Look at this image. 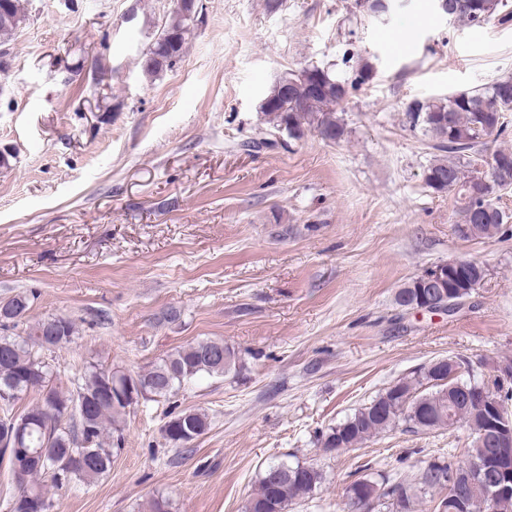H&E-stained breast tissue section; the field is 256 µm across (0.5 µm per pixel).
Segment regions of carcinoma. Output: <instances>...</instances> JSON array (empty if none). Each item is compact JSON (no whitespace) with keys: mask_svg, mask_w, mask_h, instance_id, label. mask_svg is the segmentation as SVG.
Returning <instances> with one entry per match:
<instances>
[{"mask_svg":"<svg viewBox=\"0 0 512 512\" xmlns=\"http://www.w3.org/2000/svg\"><path fill=\"white\" fill-rule=\"evenodd\" d=\"M456 18L471 26H479L495 17L512 18L506 0H450ZM28 0H0V47L11 45L27 17ZM202 10L192 4V14L172 11L161 29L153 34L142 53L143 72L153 77L170 68L183 55L191 28ZM374 75V66L364 62L352 68V76L338 80L325 67L306 66L299 72L282 75L269 88L259 105L261 124L265 130L243 143L247 150L271 148L278 144L272 139L285 133L291 139L301 138L306 131H316L322 139L336 143L345 133L336 118V105L352 92L366 85ZM512 112V76L500 77L485 87L463 91L444 99L413 100L406 107L410 128H422L433 138L431 149L437 151L426 166V185L436 193L455 197L458 219L456 233L464 240L494 238L502 232L509 216L494 202L495 195L512 188V150L498 148L488 151V143L506 133L505 113ZM487 171L477 177V165ZM484 267L469 261L464 272L467 298L484 280ZM29 309V300L17 294L0 301V311L8 318L0 324L15 323ZM74 323L66 317H53L29 327L28 339L0 337V391L8 397L0 399V430L14 421H28L25 442L30 450L44 452L22 456L15 451L0 453L18 485V494L7 501L8 512H34L31 500L47 498L39 477L50 473L57 486L78 480L87 484L104 476L112 466V446L109 437L119 431L120 419L138 399L168 397L183 383L202 375H223L236 367L238 356L234 348L222 341H198L169 353L160 362L134 375L107 367L91 366L77 383L76 390L63 391L51 384L52 372L29 350L28 342L42 346H62L71 343ZM435 378V363L420 369L411 378L401 379L369 403L357 409L342 422L328 428L317 439L326 453L338 448H356L369 438L393 429L399 422L415 432L431 429L440 412L455 406L456 422L468 429H480L490 413L471 391L484 385L495 375L466 373L460 376L468 390L444 392L438 386L424 387ZM131 383L136 396L123 400L108 395L116 387ZM46 395L26 411L14 412L16 401L35 384ZM75 418L64 426L65 418ZM208 426L206 414L183 410L170 417L163 432L176 446L189 450L190 443L203 434ZM468 462L459 465L448 461L432 463L422 475L423 486L446 489L454 479L471 470L474 462L484 461L485 476L464 489L462 512H485L488 490L503 476L502 470L512 469L498 458V449L487 443L484 447L470 446ZM322 480V473L312 464H290L272 461L261 472L257 489L247 500L245 512H287L288 507L308 498ZM348 495L386 498L396 508L407 510L415 496L413 486L393 480L378 484L358 479L347 487Z\"/></svg>","mask_w":512,"mask_h":512,"instance_id":"obj_1","label":"carcinoma"}]
</instances>
